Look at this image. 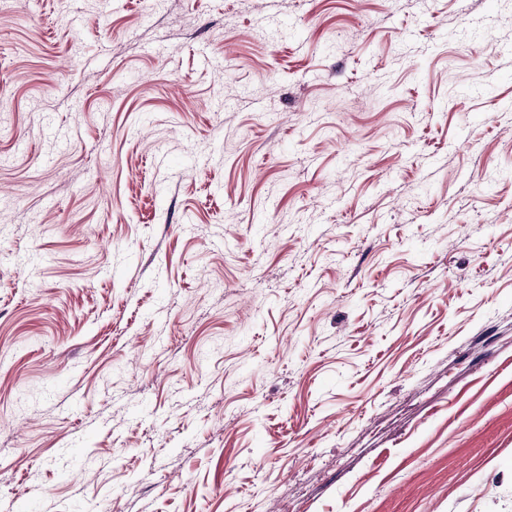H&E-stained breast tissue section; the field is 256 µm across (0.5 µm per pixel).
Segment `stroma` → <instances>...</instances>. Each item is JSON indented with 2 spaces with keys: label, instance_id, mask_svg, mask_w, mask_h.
<instances>
[{
  "label": "stroma",
  "instance_id": "1",
  "mask_svg": "<svg viewBox=\"0 0 512 512\" xmlns=\"http://www.w3.org/2000/svg\"><path fill=\"white\" fill-rule=\"evenodd\" d=\"M512 0H0V512H512Z\"/></svg>",
  "mask_w": 512,
  "mask_h": 512
}]
</instances>
